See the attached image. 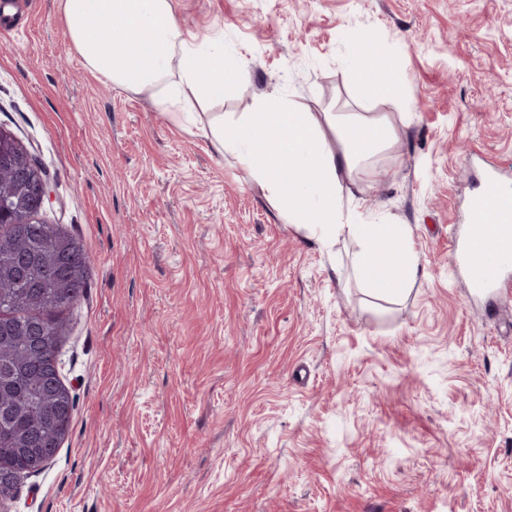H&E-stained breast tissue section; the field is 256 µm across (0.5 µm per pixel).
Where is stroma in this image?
<instances>
[{"mask_svg":"<svg viewBox=\"0 0 512 512\" xmlns=\"http://www.w3.org/2000/svg\"><path fill=\"white\" fill-rule=\"evenodd\" d=\"M20 3L0 129L92 266L63 317L69 432L8 512H512V299L485 314L451 246L485 163L512 190V0H174L247 66L199 121L274 91L392 124L353 190L412 228L396 301L359 285L355 242L306 238L194 125L92 75L60 0ZM371 38L403 81L383 102L346 66Z\"/></svg>","mask_w":512,"mask_h":512,"instance_id":"stroma-1","label":"stroma"}]
</instances>
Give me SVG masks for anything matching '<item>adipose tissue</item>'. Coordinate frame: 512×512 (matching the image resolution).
<instances>
[{"label":"adipose tissue","mask_w":512,"mask_h":512,"mask_svg":"<svg viewBox=\"0 0 512 512\" xmlns=\"http://www.w3.org/2000/svg\"><path fill=\"white\" fill-rule=\"evenodd\" d=\"M69 40L87 69L112 85L150 93L158 108L184 110L191 97L218 100L234 73L223 52L191 40L173 0H61ZM329 128L336 145L321 133ZM220 152L233 153L287 222L325 248L342 239L359 246L356 271L372 291L403 294L420 270L409 225L364 215L351 186L359 166L386 150L394 131L386 118L327 112L314 119L277 93L228 124L223 113L201 125Z\"/></svg>","instance_id":"adipose-tissue-1"}]
</instances>
